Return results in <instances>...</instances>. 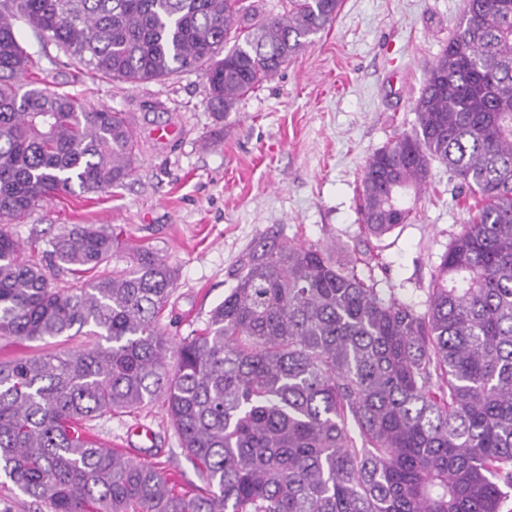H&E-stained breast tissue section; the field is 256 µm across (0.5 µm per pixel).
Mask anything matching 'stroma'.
<instances>
[{
    "label": "stroma",
    "instance_id": "stroma-1",
    "mask_svg": "<svg viewBox=\"0 0 512 512\" xmlns=\"http://www.w3.org/2000/svg\"><path fill=\"white\" fill-rule=\"evenodd\" d=\"M465 3L343 0L331 27L220 123L201 73L142 84L104 80L16 20L44 87L133 114L141 151L123 186L40 203L11 224L14 238L61 289L75 279L47 262L46 250L75 224L119 231L122 241L164 255L178 270L165 312L174 343L203 329L232 288L239 258L265 235L327 248L340 263L377 255L381 294L424 305L437 265L468 218L458 180L432 163L407 223L379 239L364 233L356 202L368 157L411 131L428 71L456 33ZM159 126L175 127V137L152 141ZM140 427L152 430V440L136 436ZM94 435L136 461L163 463L180 487L200 482L162 402L104 417Z\"/></svg>",
    "mask_w": 512,
    "mask_h": 512
}]
</instances>
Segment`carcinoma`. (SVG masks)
Wrapping results in <instances>:
<instances>
[{
	"instance_id": "obj_1",
	"label": "carcinoma",
	"mask_w": 512,
	"mask_h": 512,
	"mask_svg": "<svg viewBox=\"0 0 512 512\" xmlns=\"http://www.w3.org/2000/svg\"><path fill=\"white\" fill-rule=\"evenodd\" d=\"M0 0V474L46 512H512V0H467L429 70L416 125L371 154L359 214L375 237L407 223L409 192L443 164L473 203L423 309L327 250L261 237L204 330L170 343L177 269L76 224L53 286L3 228L60 193L128 179L129 116L31 77L15 16L102 79L196 71L215 120L330 26L341 0ZM87 336L89 348H51ZM163 399L202 485L89 435Z\"/></svg>"
}]
</instances>
